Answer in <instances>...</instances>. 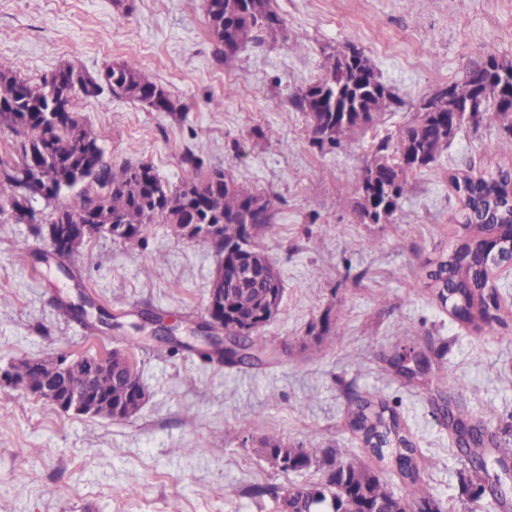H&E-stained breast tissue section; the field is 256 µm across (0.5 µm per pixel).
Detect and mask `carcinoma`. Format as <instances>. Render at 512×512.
Listing matches in <instances>:
<instances>
[{
  "instance_id": "1",
  "label": "carcinoma",
  "mask_w": 512,
  "mask_h": 512,
  "mask_svg": "<svg viewBox=\"0 0 512 512\" xmlns=\"http://www.w3.org/2000/svg\"><path fill=\"white\" fill-rule=\"evenodd\" d=\"M272 0H207V24L210 35L224 57L234 55L240 47L255 42L263 32H274L282 20L272 9ZM68 88L73 99L96 97L104 92L145 104L157 112H175L177 108L168 91L139 67L114 63L97 76L85 75L81 68L67 63L51 74L33 81L23 72L18 61L0 68V126L21 136L17 159L0 157V221H20L17 214L26 211L31 224H54L60 210L61 195L80 187L78 171L93 149V163H100L110 192L99 198L85 220L87 224H104L105 216H117L116 225L105 234L126 242L142 240L147 224H181L189 189L206 185L205 211L202 219L224 224V239L241 237L240 225L251 224L253 231L246 241L255 261L266 258L256 239L273 224L271 201L260 209L252 203L261 192L238 183L226 171L204 166L203 160L190 155L185 158L181 185L172 188L163 183L147 163L126 164L118 170L104 160L99 135L77 117L55 120L56 93ZM512 63L503 64L489 55L466 65L460 79L440 89L416 106L412 124L399 131L397 146L382 138L375 145L374 156L362 168L357 189L362 191L360 216L370 212L375 202L363 193L372 184L392 186L388 196V216H393L399 201L409 191V173L433 164L448 149L452 134L448 116L458 112L461 118L478 122L489 111L510 118L504 126L505 140L501 151L512 157ZM295 105L307 116L311 144L322 149L339 148L345 139L368 127H376L382 117L403 105L402 99L383 83L372 61L355 47L333 51L324 56L322 75L295 99ZM52 174V185L40 195L24 196L23 187L37 177L35 167ZM460 197L463 223L474 234L486 224L512 225V171L501 166L477 176L451 177ZM45 201L38 210L33 202ZM471 253L478 257L475 238L462 239L449 252L428 262L427 285L441 305L451 311L458 322L479 329L501 321L498 296L487 292L485 283L475 281L469 288H450L448 282L460 273L457 256ZM232 263L224 266L226 282L224 303L230 308L242 305L254 292L251 281L233 277ZM246 353L227 352L226 362L253 367L263 361L267 345L259 336H251L244 346ZM14 372H6L10 383L27 379L36 384L40 378L37 366L19 363ZM444 390L437 393L433 405L448 413V431L454 443L466 444L461 454L478 461L469 470L471 495L480 499L485 488L492 490V500L499 512H512V446L499 437L488 423L477 420L461 400L462 386L448 367L438 368ZM349 426L362 444L380 462L386 463L402 480L415 487L411 501L400 498L371 469L347 460L342 448H295L291 471L301 472L315 466L325 473V482L309 487L292 488L285 496L296 505V512H378L382 508L401 506L400 512H440L433 495L420 484L417 448L401 424L396 410L384 399L357 397Z\"/></svg>"
}]
</instances>
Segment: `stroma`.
<instances>
[{
  "instance_id": "35a3bbf8",
  "label": "stroma",
  "mask_w": 512,
  "mask_h": 512,
  "mask_svg": "<svg viewBox=\"0 0 512 512\" xmlns=\"http://www.w3.org/2000/svg\"><path fill=\"white\" fill-rule=\"evenodd\" d=\"M283 32L222 58L208 33L206 0H0V67L23 60L38 79L65 63L97 75L135 63L162 84L176 112L109 94L79 98L113 168L150 164L178 186L187 154L226 170L272 201L259 244L283 286L276 316L259 330L269 352L256 368L198 351L134 345L136 311L165 314L186 335L205 312L214 249L150 224L133 243L97 237L68 272L39 257L49 245L27 224H0V373L21 358L127 353L148 392L128 420L65 415L0 384V512H280L284 490L321 482L317 469L285 473L260 454L278 434L290 446L344 448L396 495L414 489L371 457L348 425L351 395L395 402L418 448L424 485L441 512H496L460 481L432 398L437 381L406 383L389 360L412 348L448 366L471 413L512 441V275L499 281L500 323L460 324L434 299L429 260L458 239L461 203L451 175L504 163L503 124L465 122L434 164L411 173L393 218L363 222L356 179L373 145L397 135L427 96L458 80L472 59L512 62V0H272ZM295 42L288 50L284 41ZM353 46L403 101L383 124L332 151L312 146L294 100L322 73L326 52ZM246 81L248 95L233 94ZM273 128L275 137H258ZM87 296L110 326L69 318Z\"/></svg>"
}]
</instances>
